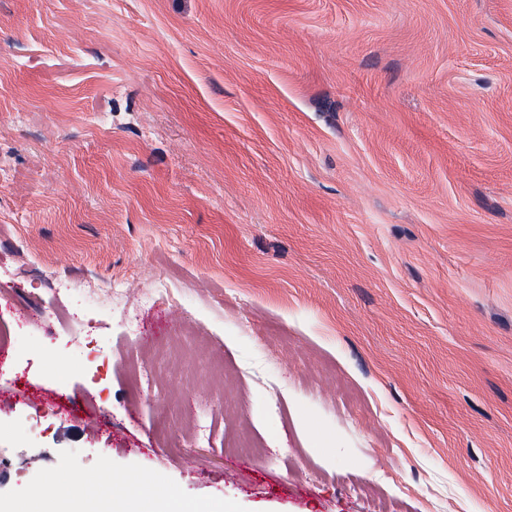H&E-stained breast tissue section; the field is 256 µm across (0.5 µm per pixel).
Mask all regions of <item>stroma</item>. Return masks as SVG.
Here are the masks:
<instances>
[{"label": "stroma", "instance_id": "1", "mask_svg": "<svg viewBox=\"0 0 512 512\" xmlns=\"http://www.w3.org/2000/svg\"><path fill=\"white\" fill-rule=\"evenodd\" d=\"M2 329L1 505L512 512V0H0ZM144 508H146L145 512H241L231 501H224V504L216 509L205 504L186 501L174 492L159 497L122 499L115 512L141 511Z\"/></svg>", "mask_w": 512, "mask_h": 512}]
</instances>
